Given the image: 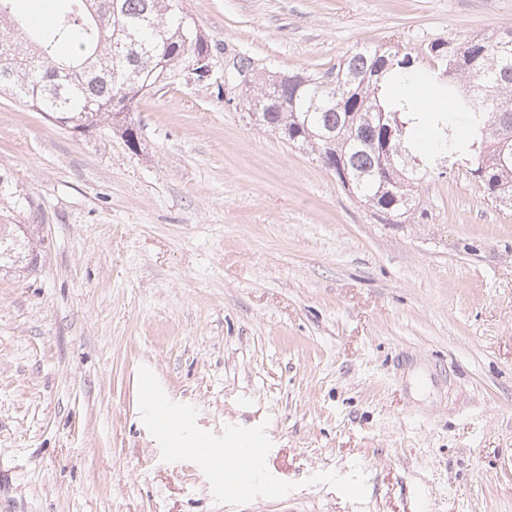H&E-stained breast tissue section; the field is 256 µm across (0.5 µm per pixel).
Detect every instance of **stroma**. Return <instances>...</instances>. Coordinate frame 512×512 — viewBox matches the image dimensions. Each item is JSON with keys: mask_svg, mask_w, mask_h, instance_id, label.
I'll return each instance as SVG.
<instances>
[{"mask_svg": "<svg viewBox=\"0 0 512 512\" xmlns=\"http://www.w3.org/2000/svg\"><path fill=\"white\" fill-rule=\"evenodd\" d=\"M179 7L218 59L281 71L512 29V0ZM240 94L145 95L133 151L0 93V170L45 239L0 273V512H512V207L460 168L386 223ZM143 366L201 429L265 425L295 490L218 504L197 464L163 462ZM356 467L360 503L309 482Z\"/></svg>", "mask_w": 512, "mask_h": 512, "instance_id": "stroma-1", "label": "stroma"}]
</instances>
